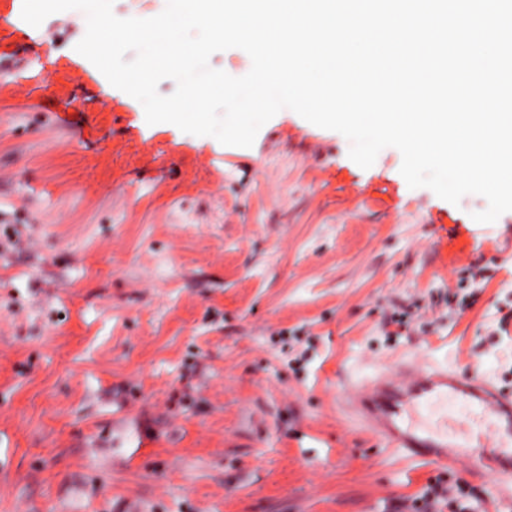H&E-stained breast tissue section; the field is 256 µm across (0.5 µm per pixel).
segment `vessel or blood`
Returning a JSON list of instances; mask_svg holds the SVG:
<instances>
[{
	"mask_svg": "<svg viewBox=\"0 0 512 512\" xmlns=\"http://www.w3.org/2000/svg\"><path fill=\"white\" fill-rule=\"evenodd\" d=\"M339 401L382 446L439 471L493 475L490 494L512 502V392L481 373L401 358L377 367Z\"/></svg>",
	"mask_w": 512,
	"mask_h": 512,
	"instance_id": "vessel-or-blood-1",
	"label": "vessel or blood"
}]
</instances>
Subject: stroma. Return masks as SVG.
I'll return each mask as SVG.
<instances>
[{
    "instance_id": "stroma-1",
    "label": "stroma",
    "mask_w": 512,
    "mask_h": 512,
    "mask_svg": "<svg viewBox=\"0 0 512 512\" xmlns=\"http://www.w3.org/2000/svg\"><path fill=\"white\" fill-rule=\"evenodd\" d=\"M0 0V512H392L438 476L336 404L413 356L512 391V212L363 169L292 110L252 147L169 123ZM33 247L16 250V236ZM487 278L385 335L395 301ZM151 441L138 446L140 428Z\"/></svg>"
}]
</instances>
